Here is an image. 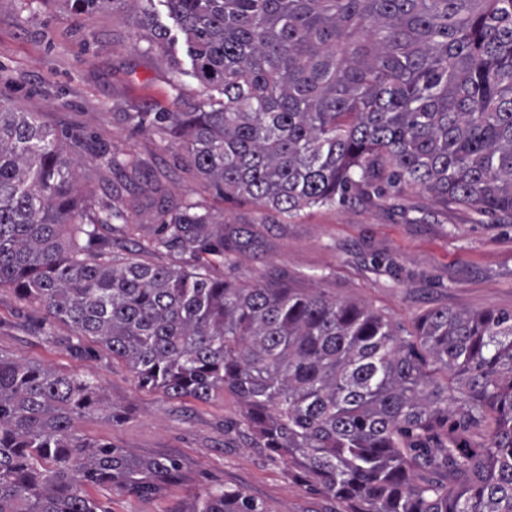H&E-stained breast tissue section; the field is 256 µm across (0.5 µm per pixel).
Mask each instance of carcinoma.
Here are the masks:
<instances>
[{"label": "carcinoma", "mask_w": 512, "mask_h": 512, "mask_svg": "<svg viewBox=\"0 0 512 512\" xmlns=\"http://www.w3.org/2000/svg\"><path fill=\"white\" fill-rule=\"evenodd\" d=\"M153 27L154 0H131ZM191 74L223 98L156 112L223 194L288 218L360 186L419 187L512 215V0H164ZM35 112L0 104V287L127 361L139 385L207 402L229 393L261 447L348 512H512V313L436 308L402 335L390 317L295 288H238L191 261L112 251L121 190L98 209ZM155 247L224 250L193 203L159 212ZM425 354H420V351ZM485 428L476 453L437 428ZM112 415L86 375L0 354V512H103L87 493H156L166 458L90 444ZM464 478L456 490L423 467ZM197 512H264L208 489Z\"/></svg>", "instance_id": "carcinoma-1"}]
</instances>
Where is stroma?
I'll return each instance as SVG.
<instances>
[{"mask_svg": "<svg viewBox=\"0 0 512 512\" xmlns=\"http://www.w3.org/2000/svg\"><path fill=\"white\" fill-rule=\"evenodd\" d=\"M154 9L167 39L151 48L149 30L118 4L86 14L73 0H0V99L37 113L71 148L81 196L102 208L112 187L121 188L126 224L104 232L115 252L183 264L153 242L157 209L187 201L218 217L224 237L223 253L200 262L238 287L316 290L389 316L406 332L432 308L512 312L511 216L489 217L417 188L377 196L358 187L343 201L283 218L223 195L169 135L126 121L128 112H188L209 96L194 77L173 80V63L190 64L185 38L163 0ZM102 144L137 169L102 170L94 157ZM0 354L91 376L112 413L79 420L84 440L178 462L179 478L152 495L90 488L103 512H196L197 494L215 487L242 491L265 512H347L305 470L260 448L238 399H171L139 387L126 362L8 287L0 288Z\"/></svg>", "mask_w": 512, "mask_h": 512, "instance_id": "stroma-1", "label": "stroma"}]
</instances>
